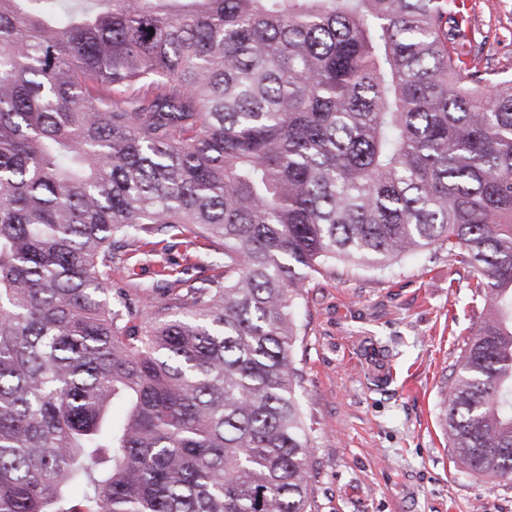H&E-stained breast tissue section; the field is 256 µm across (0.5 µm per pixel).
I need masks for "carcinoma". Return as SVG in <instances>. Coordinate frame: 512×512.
Here are the masks:
<instances>
[{
    "label": "carcinoma",
    "instance_id": "carcinoma-1",
    "mask_svg": "<svg viewBox=\"0 0 512 512\" xmlns=\"http://www.w3.org/2000/svg\"><path fill=\"white\" fill-rule=\"evenodd\" d=\"M448 0H0V512H315L310 276L430 249L477 323L448 447L512 482V76ZM195 230L224 273L112 284Z\"/></svg>",
    "mask_w": 512,
    "mask_h": 512
}]
</instances>
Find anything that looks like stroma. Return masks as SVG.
<instances>
[{"label":"stroma","instance_id":"obj_1","mask_svg":"<svg viewBox=\"0 0 512 512\" xmlns=\"http://www.w3.org/2000/svg\"><path fill=\"white\" fill-rule=\"evenodd\" d=\"M456 6L463 59L512 72V0ZM190 260L193 281L221 272L215 243L187 232L166 250L141 244L112 282L147 288ZM469 283L444 251L308 279L294 357L319 512H512V482L465 473L443 425L450 366L474 329Z\"/></svg>","mask_w":512,"mask_h":512}]
</instances>
